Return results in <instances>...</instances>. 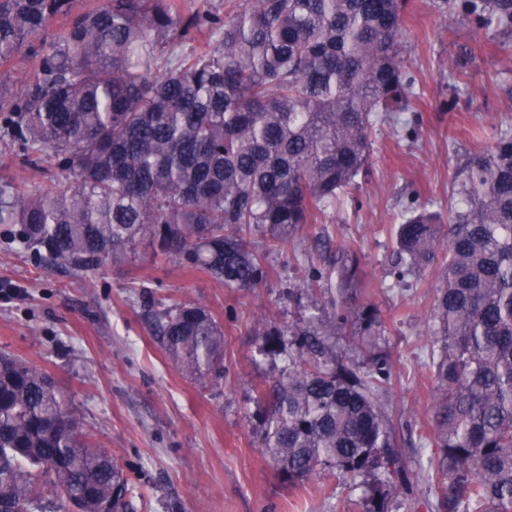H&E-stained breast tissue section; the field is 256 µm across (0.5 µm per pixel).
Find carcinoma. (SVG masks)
Wrapping results in <instances>:
<instances>
[{
	"label": "carcinoma",
	"instance_id": "1",
	"mask_svg": "<svg viewBox=\"0 0 512 512\" xmlns=\"http://www.w3.org/2000/svg\"><path fill=\"white\" fill-rule=\"evenodd\" d=\"M474 36H512V0H443ZM407 0H244L219 12L198 0H0V67L21 53V85L0 80V157L66 174L33 189L0 173V224L50 267L74 273L154 256L255 288L282 252L370 174L372 134L413 132L415 77L406 65ZM188 54L157 60L173 41ZM266 237L256 251L245 237ZM288 296L305 317L257 324L260 352L288 354L258 391L261 450L281 480L373 478L363 512L412 484L404 441L380 403L391 356L385 318L362 298L355 249L330 235ZM435 265L430 314L429 450L435 512H512V131L462 161L448 214L416 207L396 228V283ZM166 357L207 382L221 376L224 331L206 308L152 314ZM367 347L336 360V337ZM131 512L129 480L82 428L75 404L36 365L0 353V512Z\"/></svg>",
	"mask_w": 512,
	"mask_h": 512
}]
</instances>
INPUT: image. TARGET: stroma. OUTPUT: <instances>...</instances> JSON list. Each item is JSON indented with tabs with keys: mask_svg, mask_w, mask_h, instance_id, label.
I'll return each instance as SVG.
<instances>
[{
	"mask_svg": "<svg viewBox=\"0 0 512 512\" xmlns=\"http://www.w3.org/2000/svg\"><path fill=\"white\" fill-rule=\"evenodd\" d=\"M441 3L408 0L405 13L416 136L409 140L381 126L372 175L357 203L329 210L292 245L303 254L326 233L357 251L366 272L360 291L386 317L380 343L392 356L393 375L385 410L408 439L432 424L427 321L439 277L428 269L394 285L388 265L395 226L413 204L447 212L474 133L512 121V112L500 110L512 98V37L490 33L471 41ZM4 230L0 224V352L39 366L75 402L86 430L129 478L135 512H362L363 487L326 477L285 486L260 449L256 390L286 359L259 355L253 328L264 317L281 324L300 318L301 308L288 297L303 275L294 259L269 255L268 279L241 292L153 258L144 246L136 260L80 278L45 267L32 251L9 248ZM141 281L151 283L150 298L139 296ZM152 298L203 306L219 321V382L200 384L165 357L149 315ZM405 463L415 479L410 489L393 493L388 512H434V489L421 476L426 454L407 450Z\"/></svg>",
	"mask_w": 512,
	"mask_h": 512,
	"instance_id": "stroma-1",
	"label": "stroma"
}]
</instances>
